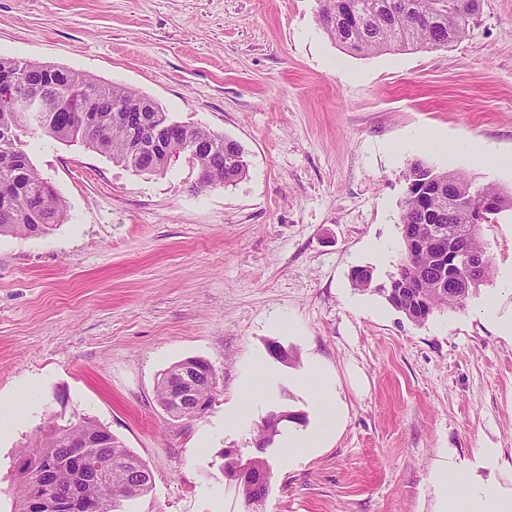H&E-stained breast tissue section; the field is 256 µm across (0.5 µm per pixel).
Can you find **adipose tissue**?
<instances>
[{"label": "adipose tissue", "instance_id": "adipose-tissue-1", "mask_svg": "<svg viewBox=\"0 0 512 512\" xmlns=\"http://www.w3.org/2000/svg\"><path fill=\"white\" fill-rule=\"evenodd\" d=\"M294 382L307 393L314 410L325 420L324 427L295 437L288 442L287 462L314 454L318 449L329 446L336 438L344 420L336 381L317 356H310L307 366ZM435 477L443 492L444 512H512V494H507L493 486H486L467 493L455 488V475L448 464H441Z\"/></svg>", "mask_w": 512, "mask_h": 512}]
</instances>
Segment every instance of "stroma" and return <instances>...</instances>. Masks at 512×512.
<instances>
[{
	"instance_id": "35a3bbf8",
	"label": "stroma",
	"mask_w": 512,
	"mask_h": 512,
	"mask_svg": "<svg viewBox=\"0 0 512 512\" xmlns=\"http://www.w3.org/2000/svg\"><path fill=\"white\" fill-rule=\"evenodd\" d=\"M0 56L66 67L159 103L171 119L237 141L247 172L195 192L187 158L137 173L80 143L27 136L66 201L36 237L0 236V512L14 465L47 422L106 427L150 469L123 512H246L225 450L256 449L272 411L291 413L264 454V512H438L434 470L449 453L457 488L512 490V341L483 320L512 311V211L484 225L493 279L464 310L410 321L351 285L386 282L401 257L405 174L420 161L512 192V169L411 144L437 130L512 154V0H481L448 47L360 54L320 21L319 0H0ZM385 240L387 258L369 244ZM288 351L290 363L268 353ZM318 355L345 421L334 443L287 467L288 436L321 423L288 380ZM206 359L215 400L172 417L156 388L174 363ZM274 378L241 425L224 407L250 368Z\"/></svg>"
}]
</instances>
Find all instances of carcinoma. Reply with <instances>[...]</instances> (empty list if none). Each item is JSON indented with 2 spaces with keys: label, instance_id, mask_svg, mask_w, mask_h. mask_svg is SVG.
<instances>
[{
  "label": "carcinoma",
  "instance_id": "1",
  "mask_svg": "<svg viewBox=\"0 0 512 512\" xmlns=\"http://www.w3.org/2000/svg\"><path fill=\"white\" fill-rule=\"evenodd\" d=\"M479 0H321L320 19L327 34L348 50L378 53L414 47L437 49L463 37L479 11ZM14 85L29 95L47 97L42 121L27 131L16 125L15 112L0 101V236H38L61 220L66 201L32 163L22 136L37 133L60 141H81L109 155L135 172L163 173L172 155L159 150L146 167L139 143L154 139L183 143L211 139L209 152L192 160L198 169L196 188L230 185L243 178L247 164L241 146L203 126H168V115L152 102L148 121L137 126L127 120L134 104L145 98L138 91L97 79L64 67L49 74L44 65L0 56V95ZM407 182H415L406 194L400 215L402 224H439L454 228L451 251H431L424 242L404 251L389 281L379 290L395 309L412 310L421 324L440 312H455L466 297L448 291V272L462 273L465 253L481 252L486 258L482 278L467 288L472 294L494 277L488 243L480 227L496 215L512 209V194L493 183H478L460 173L438 172L421 162L411 164ZM416 284L412 294L399 293L405 279ZM183 362L171 366L159 380L157 397L167 404L168 384L176 380ZM106 437L107 447L94 448L82 457L74 445L88 437ZM54 458L53 478L42 475V459ZM24 474L19 476L13 512H23L39 495L75 494L88 502L91 512H121L123 501L145 495L152 484L138 485L132 473L147 466L106 428L88 418L64 426H48L21 451Z\"/></svg>",
  "mask_w": 512,
  "mask_h": 512
}]
</instances>
